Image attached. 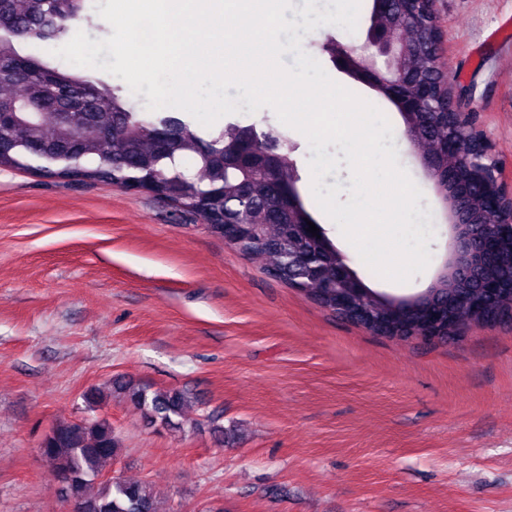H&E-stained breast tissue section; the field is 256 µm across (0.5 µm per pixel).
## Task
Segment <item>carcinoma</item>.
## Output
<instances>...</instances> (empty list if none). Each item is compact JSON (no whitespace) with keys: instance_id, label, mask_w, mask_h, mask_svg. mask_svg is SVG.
<instances>
[{"instance_id":"carcinoma-1","label":"carcinoma","mask_w":512,"mask_h":512,"mask_svg":"<svg viewBox=\"0 0 512 512\" xmlns=\"http://www.w3.org/2000/svg\"><path fill=\"white\" fill-rule=\"evenodd\" d=\"M14 16L16 27L0 30V58L16 62L38 76L14 83L15 92L0 96V102H35L44 95V81L64 89L87 88L82 108L93 123H76L60 128L46 113H18L14 120L0 124V168L30 167L58 179L103 182L120 187L152 186L176 207L195 215L213 234L226 231L234 236L231 247L243 256L267 255L272 259L268 272L323 308L337 312L336 245L324 228L320 238L310 240L288 236V225L268 222L270 213L265 180L220 162L233 155L242 130L252 132L260 150L282 149L286 139L273 127L259 130L229 122L215 134L202 136L183 118L170 113L146 116L127 106L119 89L101 80H92L51 66L33 55H23L16 47L23 38L20 30L29 26L42 30L41 39H60L69 34L71 23L87 19L85 0H68L50 13L47 0H0ZM403 33L411 46L407 69L416 79H433L430 68L436 31L410 29ZM425 137L419 147L432 154L448 140V115L437 110L424 113ZM196 156L198 172L185 173L180 158ZM480 192L472 190L465 200L467 212L476 224L494 230L493 218L480 212ZM488 275L512 278V237L503 241L496 268ZM469 290L473 300L482 298L473 280L456 284L444 280L435 290L434 301L450 312L455 326L470 325L478 318L465 304L455 302L453 293ZM357 312L365 313L371 324L381 310L393 303L378 295L363 280L348 289ZM131 403L152 423L170 430L182 427L187 395L180 390L153 391L130 381L115 378L104 387L89 389L84 399L93 410L110 398ZM119 440L112 423L104 417L58 423L40 444V455L50 467V476L61 485V496L75 505V512H156V492L143 482L120 478L102 479L103 466L119 455Z\"/></svg>"}]
</instances>
